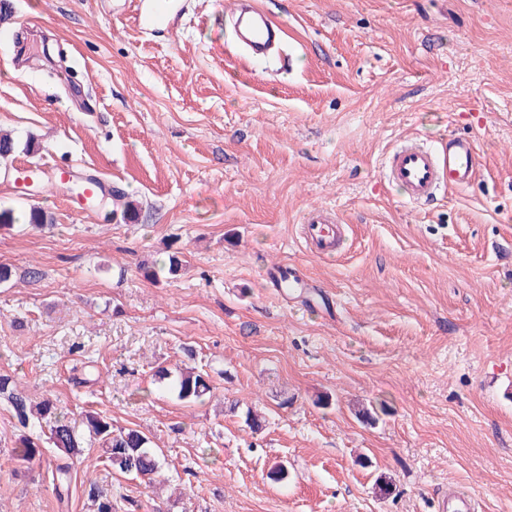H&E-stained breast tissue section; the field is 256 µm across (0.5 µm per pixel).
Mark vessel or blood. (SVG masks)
<instances>
[{
  "label": "vessel or blood",
  "mask_w": 512,
  "mask_h": 512,
  "mask_svg": "<svg viewBox=\"0 0 512 512\" xmlns=\"http://www.w3.org/2000/svg\"><path fill=\"white\" fill-rule=\"evenodd\" d=\"M235 2L230 17L239 46L248 57H269L281 43L280 26L252 0ZM172 7V0H155L151 11H136L134 20L141 25L164 23ZM477 155L476 141L469 135L451 137L438 147L406 140L386 157L383 173L404 189L410 202L425 203L442 190L469 186L477 173ZM305 235L317 254L336 257L346 231L330 214L314 209L305 219Z\"/></svg>",
  "instance_id": "b4317fda"
}]
</instances>
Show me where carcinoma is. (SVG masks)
I'll list each match as a JSON object with an SVG mask.
<instances>
[{
    "label": "carcinoma",
    "instance_id": "cac0c4a2",
    "mask_svg": "<svg viewBox=\"0 0 512 512\" xmlns=\"http://www.w3.org/2000/svg\"><path fill=\"white\" fill-rule=\"evenodd\" d=\"M155 376L161 382L169 381L170 388L181 401H200L211 391L209 375L195 369L178 370L176 376L166 368H159ZM0 393L8 394L14 416L23 427L43 420L50 424V435L30 432L18 438V444L13 449L14 456L22 462L42 460L43 447L53 448L59 454L69 458L83 455L85 438L79 433L68 417L50 400H44L36 405L17 390L15 380L8 375H0ZM84 425L89 436L100 440L103 451L102 458L106 466L120 474H135L151 476L161 469V461L156 449L151 447L150 439L137 429L124 428L113 430L112 422L107 417L95 411L84 413ZM54 488L57 494L69 491L71 482L70 470L65 466L49 465ZM88 497L94 506V512H113L112 497L103 491L98 481L88 482Z\"/></svg>",
    "mask_w": 512,
    "mask_h": 512
}]
</instances>
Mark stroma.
<instances>
[{"instance_id": "stroma-1", "label": "stroma", "mask_w": 512, "mask_h": 512, "mask_svg": "<svg viewBox=\"0 0 512 512\" xmlns=\"http://www.w3.org/2000/svg\"><path fill=\"white\" fill-rule=\"evenodd\" d=\"M231 3L140 29L125 0H0L51 54L0 35V130L44 171L25 192L0 165V210L54 218L0 226V374L150 438L156 483L96 471L115 512H439L452 489L512 512V0H254L285 31L266 59ZM453 134L477 140L469 188L424 205L386 181L402 140ZM57 164L136 219L70 210ZM315 207L341 257L306 246ZM190 361L199 402L155 378ZM21 432L0 396V512H92L99 447L61 497Z\"/></svg>"}]
</instances>
